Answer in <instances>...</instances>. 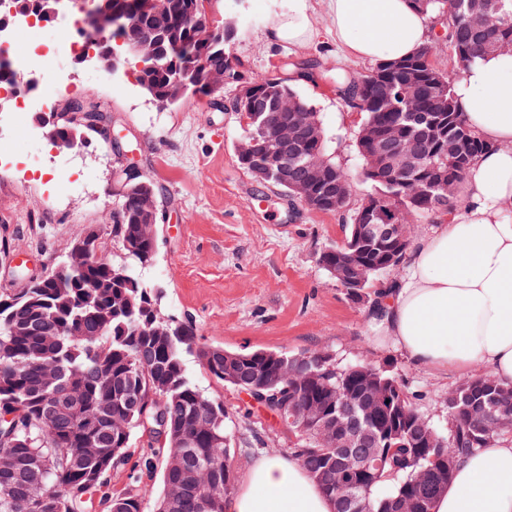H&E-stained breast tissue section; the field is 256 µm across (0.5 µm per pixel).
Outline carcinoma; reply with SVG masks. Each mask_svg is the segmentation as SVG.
I'll return each instance as SVG.
<instances>
[{"mask_svg":"<svg viewBox=\"0 0 512 512\" xmlns=\"http://www.w3.org/2000/svg\"><path fill=\"white\" fill-rule=\"evenodd\" d=\"M129 15L127 39L146 30L161 35L166 56L156 62L137 59V80L146 81L162 98L169 87L186 80L197 66L242 72L230 51L234 29L215 26L206 35L187 18V7L168 0L170 10L144 12L143 0H113ZM422 13L456 18L451 39L461 44L466 57L456 65L466 69L479 55L496 51L499 41H512V0H473L472 11L459 16L456 0H410ZM434 52L424 45L415 55L397 60L392 69L377 63L365 74L336 70L328 73L336 95L363 114L355 139L356 151L366 141L398 126L401 112H424L434 117L433 139L469 128L457 106L453 80L436 66L427 69L422 58ZM251 103L270 100L274 93H298L272 77L245 76ZM293 109L260 113L248 126L258 148L280 123L293 121ZM471 149L465 161L440 157L427 146L428 167L420 177L453 181L445 203L420 200L414 186L398 179L382 182L362 173L368 191L363 198L378 199L388 223L412 225L418 216L453 214L465 204V181L473 162L489 145L469 132ZM139 189L116 199L118 220L101 225L100 233L81 236L89 262L79 264L66 256L48 272L38 288L0 292V453L12 464L0 468V512H93L100 499L117 512H225L238 482L237 454L253 443L264 444L257 429L250 437L235 438L224 401L200 388L190 377L183 353L195 354L200 367L215 382L248 395H266L254 403L277 417L274 403H306L336 407V389L342 387L362 414L369 379L354 371L360 362L334 358L321 362L327 351L306 349L282 352L255 349L234 352L201 343L190 324H172L175 334L163 336L165 315L153 289L139 277L156 257L157 236L150 234L141 213ZM353 214L348 211L341 243L330 247L327 258L353 242ZM118 246L120 260L105 257V242ZM382 250L368 255L369 287L378 296L387 271L379 260ZM380 378L390 384V400L372 411L365 427L377 435L376 447L348 443L340 429L325 442L308 428L288 429L289 451L322 491L334 502V512H399L403 496L415 503L410 512H431L452 469L425 458L418 445L424 433L441 441L429 455L441 460L486 446L492 440L512 438V384L489 372H479L448 392L442 414L427 415L408 391L394 365L386 362ZM161 417L168 428L163 439L144 437L143 420ZM245 448H233L234 440ZM145 448L139 466L160 470L162 491L151 498L137 489L122 496L105 495L107 475L128 464L129 449ZM383 457L377 478L366 486L347 477L342 455Z\"/></svg>","mask_w":512,"mask_h":512,"instance_id":"cac0c4a2","label":"carcinoma"}]
</instances>
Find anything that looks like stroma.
<instances>
[{
  "instance_id": "1",
  "label": "stroma",
  "mask_w": 512,
  "mask_h": 512,
  "mask_svg": "<svg viewBox=\"0 0 512 512\" xmlns=\"http://www.w3.org/2000/svg\"><path fill=\"white\" fill-rule=\"evenodd\" d=\"M312 6L320 35L299 45L268 35L270 16L287 14L288 0H211L209 10L214 23L236 20L232 51L247 75H283L310 102L330 153L360 196L366 186L354 139L362 116L336 97L324 72L364 73L371 64L347 56L337 44L326 0H312ZM289 59L313 63L312 75L294 78L282 68ZM64 66L78 83L76 96L98 102L128 128L130 154L113 153L96 133L77 150L60 153L42 130L23 140V149L45 153L51 163L42 170L0 173V289L16 265L51 268L76 237L103 223L112 208V171L131 162L163 188L157 259L142 277L161 291L167 315L192 320L201 342L236 351L316 348L344 361L395 360L408 390L421 395L422 409L439 414L460 376L434 373L396 348L379 345L368 308L351 302L318 260L326 246L341 242L345 216L290 201L238 164L236 144L244 126L232 110V90L219 101L189 95L162 108L137 85L131 66L113 74L71 59ZM69 162L84 168L87 182L54 193L59 167ZM184 360L196 383L223 400L233 425L243 427L247 396L210 379L195 355Z\"/></svg>"
}]
</instances>
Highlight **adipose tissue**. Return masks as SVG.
I'll list each match as a JSON object with an SVG mask.
<instances>
[{
  "label": "adipose tissue",
  "instance_id": "ef3b65f1",
  "mask_svg": "<svg viewBox=\"0 0 512 512\" xmlns=\"http://www.w3.org/2000/svg\"><path fill=\"white\" fill-rule=\"evenodd\" d=\"M331 29L345 50L375 62L401 59L427 43L429 19L409 0H327ZM311 0H289L270 37L311 40ZM473 131L492 148L471 166L468 204L438 216L410 249L404 275L382 299L381 343L413 363L470 375L490 370L512 384V54H487L454 83ZM228 512H333L294 456H255L227 504ZM434 512H512V442L463 454Z\"/></svg>",
  "mask_w": 512,
  "mask_h": 512
}]
</instances>
